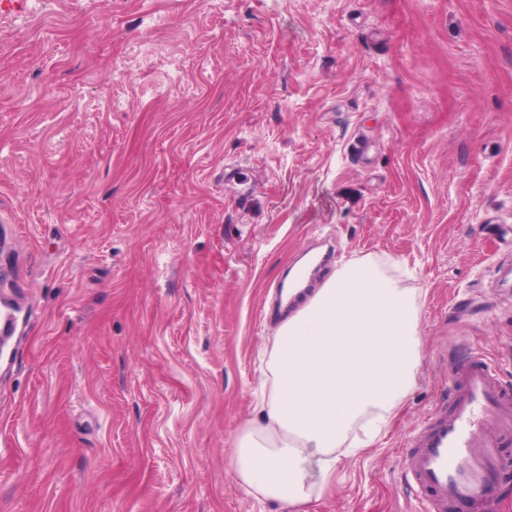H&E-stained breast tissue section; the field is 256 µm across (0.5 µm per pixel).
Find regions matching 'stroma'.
<instances>
[{"instance_id":"obj_1","label":"stroma","mask_w":512,"mask_h":512,"mask_svg":"<svg viewBox=\"0 0 512 512\" xmlns=\"http://www.w3.org/2000/svg\"><path fill=\"white\" fill-rule=\"evenodd\" d=\"M324 239L414 269L423 364L308 512H406L451 344L512 376V0H0V512H284L224 450Z\"/></svg>"}]
</instances>
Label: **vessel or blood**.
Wrapping results in <instances>:
<instances>
[{
	"label": "vessel or blood",
	"instance_id": "vessel-or-blood-1",
	"mask_svg": "<svg viewBox=\"0 0 512 512\" xmlns=\"http://www.w3.org/2000/svg\"><path fill=\"white\" fill-rule=\"evenodd\" d=\"M449 408L428 411L402 450L407 495L419 512H498L487 487L511 461L501 453L512 444V387L498 363L470 347L464 360L448 365Z\"/></svg>",
	"mask_w": 512,
	"mask_h": 512
}]
</instances>
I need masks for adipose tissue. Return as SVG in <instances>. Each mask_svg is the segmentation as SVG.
I'll return each instance as SVG.
<instances>
[{
  "mask_svg": "<svg viewBox=\"0 0 512 512\" xmlns=\"http://www.w3.org/2000/svg\"><path fill=\"white\" fill-rule=\"evenodd\" d=\"M398 268L349 261L270 336L258 417L225 451L247 496L302 512L391 427L423 361L419 295Z\"/></svg>",
  "mask_w": 512,
  "mask_h": 512,
  "instance_id": "ef3b65f1",
  "label": "adipose tissue"
}]
</instances>
